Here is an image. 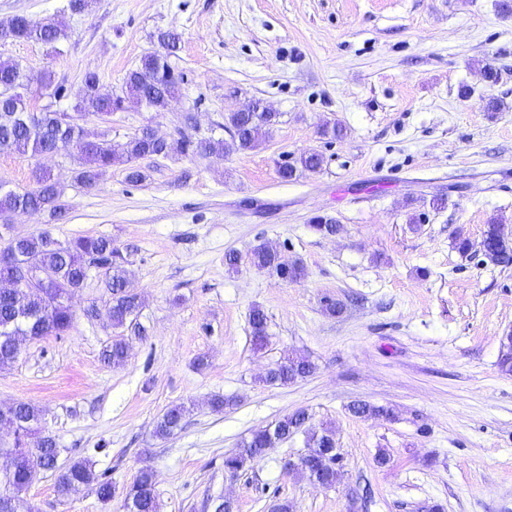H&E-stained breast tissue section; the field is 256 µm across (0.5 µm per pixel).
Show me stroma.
<instances>
[{
    "instance_id": "35a3bbf8",
    "label": "stroma",
    "mask_w": 512,
    "mask_h": 512,
    "mask_svg": "<svg viewBox=\"0 0 512 512\" xmlns=\"http://www.w3.org/2000/svg\"><path fill=\"white\" fill-rule=\"evenodd\" d=\"M499 2L93 0L75 11L70 0H0V24L52 18L65 31L53 47L0 41V59L30 77L23 94L35 112H73L89 71L120 90L159 50L158 32L180 35L173 64L183 84L167 110L129 99L109 125L85 120L89 131L108 128L118 156L143 125L176 136L187 112L217 138L225 114L251 100L279 115L244 153L140 160L138 183L119 159L86 189L77 155L0 152V183L29 186L42 167L67 206L59 219L8 215L13 233L111 238L143 297L146 329L126 334L124 366L103 363L112 329L83 310L105 305L109 292L103 270H91L69 335L27 341L0 367V407L36 406L61 462L91 457L119 491L150 466L159 512H202L210 495L232 499L235 512H269L284 499L293 512H512V374L498 367L500 339L512 332V267L452 247L456 230L477 244L492 222L512 237V14ZM488 66L499 73L492 86ZM46 74L60 98L43 88ZM490 97L500 111H486ZM327 123L343 136H322ZM304 151L322 155L321 169L282 181L280 164ZM435 198L443 208L431 207ZM318 215L339 233L314 231ZM262 243L300 260L304 276L288 282L253 268ZM328 298L341 315L325 312ZM256 306L269 320L260 349L249 327ZM291 352L308 356L313 374L263 383ZM217 395L228 401L221 413L209 406ZM358 399L398 417L353 416ZM179 403L191 408L183 428L156 438L154 420ZM301 408L334 429L340 485L285 470L307 450L301 434L237 477L225 473V457L252 430ZM24 497L35 512H122L119 497L104 503L89 487L59 496L42 470Z\"/></svg>"
}]
</instances>
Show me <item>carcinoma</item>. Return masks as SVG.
Wrapping results in <instances>:
<instances>
[{"label": "carcinoma", "mask_w": 512, "mask_h": 512, "mask_svg": "<svg viewBox=\"0 0 512 512\" xmlns=\"http://www.w3.org/2000/svg\"><path fill=\"white\" fill-rule=\"evenodd\" d=\"M63 30L53 19L33 21L17 17L8 25H0V39L34 41L54 44ZM158 42L162 53L145 55L140 65L129 71L122 86V93L103 90L96 73L89 71L83 78L81 99L76 111L101 121L122 109L125 100L133 99L154 112L167 109L173 95L180 87V76L172 66L171 58L177 56L180 39L171 32H161ZM28 76L22 64L15 60H0V91L11 87L22 88ZM279 121L276 112L254 110L230 112L224 116V128L233 132L230 141L208 137L192 140L184 135L177 138L158 139L153 135L136 132L125 145L124 157L129 164L127 180L133 183L144 179L135 162L143 158H168L173 156L206 157L213 154L245 152L257 146ZM108 131L92 134L79 125L72 130L62 127L59 113L51 110L30 112L24 96L14 99L0 98V151L12 152L22 158H38L46 154L75 153L81 160L76 180L86 188L96 185L102 170L111 166L116 156L107 140ZM323 163L316 152H304L279 167L280 177L288 181L298 169L317 170ZM61 190L51 175L35 172L34 185L27 188H9L0 184V214L28 211H48L54 217L63 213L60 203ZM9 246L19 255L12 265L0 266V279L21 282L26 278L27 264L34 262L55 276L52 288H16L9 293L0 292V365L13 361L21 352V342L43 336H66L74 323V311L67 302L71 295L84 288L89 265L105 270L107 288L111 298L106 308L110 327L122 333L112 337L103 348L102 361L114 367L124 364L127 345L124 332L142 336L145 329L138 322L142 307L141 294L133 287L122 269L123 256L112 240L106 237L79 236L66 242L54 238L50 232L23 236L9 241ZM483 255L489 262L504 268L512 267V239L504 236L500 225L489 224L482 235ZM251 264L259 271L275 274L283 280L294 282L304 274L301 263L288 261L281 254L263 245L253 249ZM250 335L261 346L268 336L267 316L260 307L249 314ZM314 365L304 355L291 354L269 368L263 381L285 386L309 376ZM350 411L358 417L396 418L391 407L355 402ZM189 408L177 404L166 408L154 421V434L167 438L182 428ZM8 418L19 425L13 443L0 445V455L11 459V466L0 472V512H34L25 500L34 469L52 472L60 496L65 497L82 485L94 487L103 502L112 501L116 493L112 479L95 470L94 462L79 458L67 463L58 462L55 439L43 435L37 444L29 445V436L38 432L40 410L28 402H17L8 410ZM311 415L299 410L286 415L274 424L250 433L242 450L225 458L224 468L237 474L261 460L266 449L275 447L298 433L305 434L309 454L293 469L295 475L332 488L341 483L344 472L336 462L335 433L329 428L317 429L310 424ZM123 512H158L154 474L143 467L133 484L123 493Z\"/></svg>", "instance_id": "1"}]
</instances>
